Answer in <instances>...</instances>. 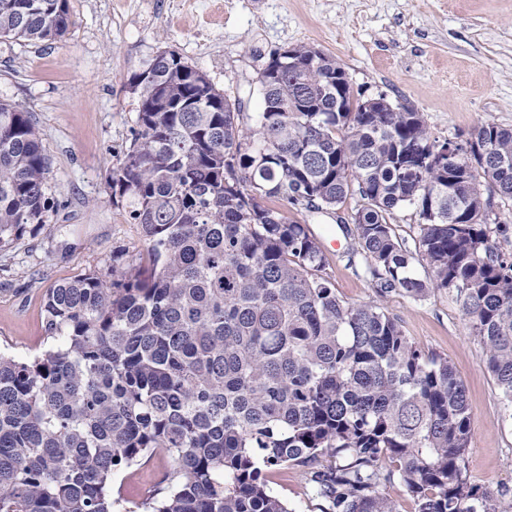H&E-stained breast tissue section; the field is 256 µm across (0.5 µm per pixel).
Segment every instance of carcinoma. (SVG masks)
<instances>
[{"mask_svg":"<svg viewBox=\"0 0 512 512\" xmlns=\"http://www.w3.org/2000/svg\"><path fill=\"white\" fill-rule=\"evenodd\" d=\"M73 25L67 0H0V38ZM277 56L254 118L173 51L130 75L136 128L109 184L146 260L48 289L56 344L0 353V512H121L114 472L156 450L173 468L142 512H292L267 480L281 466L322 512H401L380 493L396 481L416 512H497L467 475L464 382L381 298L453 294L512 406V128L441 140L422 113L354 93L335 57ZM48 170L30 113L0 102V249L45 223ZM350 197L336 224L377 293L359 304L301 221ZM405 208L412 247L392 223Z\"/></svg>","mask_w":512,"mask_h":512,"instance_id":"1","label":"carcinoma"}]
</instances>
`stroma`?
<instances>
[{
  "mask_svg": "<svg viewBox=\"0 0 512 512\" xmlns=\"http://www.w3.org/2000/svg\"><path fill=\"white\" fill-rule=\"evenodd\" d=\"M68 8L74 24L62 41L0 39V101L31 113L55 202L35 234L0 250V352L21 359L52 345L42 323L48 288L111 272L117 251L129 263L146 252L140 227L113 204L108 176L135 125L128 79L160 52L179 54L246 112L261 109L271 53L307 44L336 56L354 88L421 112L435 136L465 135L488 119L512 128V0H68ZM304 220L324 240L338 296L374 298L348 265L350 240L335 218ZM382 303L415 345L455 367L470 404L467 475L512 512V410L458 306L444 292L423 300L392 292ZM171 465L158 453L148 467L116 471L126 512ZM269 485L290 512H321L300 468L275 470Z\"/></svg>",
  "mask_w": 512,
  "mask_h": 512,
  "instance_id": "obj_1",
  "label": "stroma"
}]
</instances>
